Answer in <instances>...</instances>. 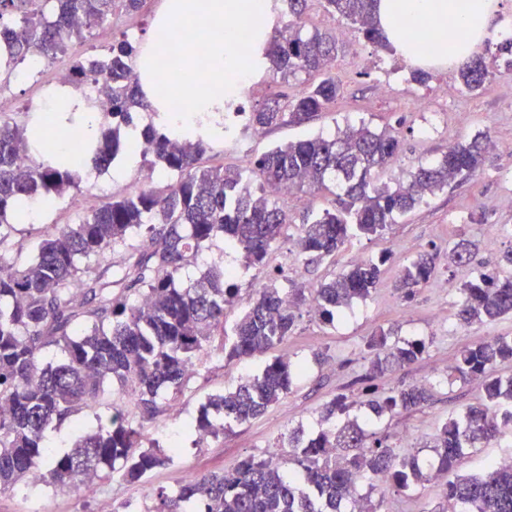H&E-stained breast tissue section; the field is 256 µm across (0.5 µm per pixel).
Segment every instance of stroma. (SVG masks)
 Listing matches in <instances>:
<instances>
[{"mask_svg": "<svg viewBox=\"0 0 512 512\" xmlns=\"http://www.w3.org/2000/svg\"><path fill=\"white\" fill-rule=\"evenodd\" d=\"M163 0H145L134 19L119 17L97 27L84 39L70 42L66 53L43 64L39 73L25 81L11 80L0 86V98L10 103L7 120L29 124L33 109L41 99V88L51 81L57 68L105 59L113 44L132 38L139 50H147L153 22ZM345 54L336 67L341 94L330 112L302 126H281L259 135L239 130L231 135H208L202 165L248 170L257 156L269 147L324 131H334L346 124L366 123L379 130L396 126L402 142L400 153L380 173L383 182L401 172L439 159L450 144L477 134L491 136L497 148L484 169L459 186L430 197L410 214L392 225L384 238H360L345 245L336 256L316 264H288L293 250L296 225L313 219L331 207L334 196L322 190L306 195L291 194L283 198L291 223L283 228L273 244L265 265L245 266L241 256L224 240H215L197 265L182 272L181 282L190 285L211 265L234 269L241 301H249L253 290L267 282L276 269H283L289 279L316 287L321 280L339 273L351 262L352 254L365 258H383L381 283L370 297L355 302L326 326L301 315L292 336L273 352L225 360L213 353L208 372L194 376L185 390L173 401L171 410L150 426V435L161 443L173 439L182 424L192 419L211 395L231 389L241 379L260 373L271 356L277 355L302 365L303 371L293 382L288 395L271 406L262 416L234 423L219 438L201 443L185 439L171 464L155 469L141 482L127 484L102 480L86 489L84 496L43 488L41 496L52 512H104L109 503L150 500L154 489H172L183 481L184 465L197 473L228 471L248 455H262L289 434L303 430L313 437L320 427L323 406L336 396H345L351 413L367 430L383 432L398 449L416 453L423 466L433 462L427 441L448 419L476 403L482 396L478 382L457 380L446 384L448 369L461 348L493 336H512V316L485 324L461 326L455 317L459 290L471 278V269L448 261L450 244L465 237L478 241L475 263L495 266L502 255L512 249V69L498 68L486 90L467 92L459 85L452 68L430 69L425 83L412 79L413 64L398 55L376 48L354 28L342 37ZM308 75L291 80L287 87L254 73L238 98L244 111L252 112L280 92L297 94L310 83ZM141 158L119 155L107 171L84 164L79 170V186L66 195L52 196L36 207L35 216L17 219L11 226L8 256L26 260L50 226L77 223L79 217L95 206L111 201L113 196L147 184L157 186L171 182V175L156 170L145 178ZM498 227L496 246L485 244V227ZM436 250V270L430 282L412 301H404L395 282L406 263L418 253ZM392 331L393 341L422 339L425 353L409 365L396 366L374 380L378 393L420 381L443 380L424 406L393 417H375L368 403L370 396L359 378L369 364L365 358L366 340L379 331ZM370 499L378 512H442L447 502L441 485L431 481L400 495L393 489H373Z\"/></svg>", "mask_w": 512, "mask_h": 512, "instance_id": "obj_1", "label": "stroma"}]
</instances>
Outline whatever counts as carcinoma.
Returning <instances> with one entry per match:
<instances>
[{"instance_id": "carcinoma-1", "label": "carcinoma", "mask_w": 512, "mask_h": 512, "mask_svg": "<svg viewBox=\"0 0 512 512\" xmlns=\"http://www.w3.org/2000/svg\"><path fill=\"white\" fill-rule=\"evenodd\" d=\"M325 10L354 26L372 45L388 44L376 22L377 0H322ZM143 0H0V44L13 50L16 63L29 58H54L74 39L116 15L139 12ZM309 0H288L280 14L278 38L255 42V65L283 83L300 73L313 75L293 96L269 99L248 113L255 130L297 125L329 110L340 94L330 63L340 58L336 37L306 31ZM135 47L123 41L103 62L76 63L85 77L105 88L112 124L82 142L83 151L55 162L17 157L30 155V128L0 120V249L7 243L11 221L22 208L50 195L78 188L76 168L84 158L100 171L135 146L122 126L144 107L138 79L129 59ZM503 62L512 69V38L489 57L478 56L458 72L469 92L480 91ZM141 137L150 145L143 162L176 175L160 188H139L90 211L78 223L55 227L40 242L37 254L23 264L0 254V493L18 485L52 487L78 494L91 478L135 483L173 461L176 449H161L149 439L146 425L165 415L170 399L185 388L194 368L217 346L227 360L265 353L294 333L297 314L316 306L318 320L332 325L336 314L367 299L380 282L387 259H362L315 288L277 278L256 289L245 313L224 331V313L239 301L240 288L225 277L224 266L208 267L195 284L183 286L179 272L195 263L211 243L222 238L248 266L264 265L272 244L289 223L275 193H306L334 185L335 203L313 221L301 225L295 254L307 262L336 255L357 237L384 238L398 219L428 197L476 176L488 160L492 141L478 134L448 147L440 159L404 172L392 183L377 173L400 151L393 127L374 130L348 124L330 135L317 134L276 146L258 157L250 175L237 169L202 167L206 147L199 137L176 138L152 126ZM253 178L259 186L251 191ZM143 237L148 245H136ZM471 241L461 239L448 251L457 265L473 261ZM122 248L119 263L101 264L107 251ZM437 254H417L401 271L398 289L415 297L436 269ZM512 250L502 264L476 268L459 291L456 318L460 325L494 322L512 315ZM79 285L82 300L73 286ZM380 331L366 343L370 368L362 382L394 365L414 362L426 350L423 340L401 347ZM58 348L59 361L44 352ZM512 365V337L493 336L463 347L451 374L477 380L483 396L442 424L426 447L435 464L425 471L419 458L400 452L389 436L369 432L338 396L320 415L325 428L303 440L288 437L285 469L271 456L250 455L229 472L198 476L175 490L154 492L156 504L146 512H377L363 484L379 479L405 492L447 476L445 497L461 512H512V460L494 461L484 473L463 475L459 467L466 450L512 429V377L501 375ZM301 368L282 357L268 361L261 373L234 388L208 397L197 416L183 426V435L201 442L219 437L231 422L244 423L263 415L291 389ZM118 386L112 412L96 416L89 429L79 415L94 408L107 381ZM434 384L413 383L369 403L378 417L417 409L432 397ZM66 421L73 424L70 448L60 450L48 432ZM46 461V471L37 470Z\"/></svg>"}]
</instances>
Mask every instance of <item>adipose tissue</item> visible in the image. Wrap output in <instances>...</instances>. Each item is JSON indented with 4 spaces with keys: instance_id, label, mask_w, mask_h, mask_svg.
I'll return each mask as SVG.
<instances>
[{
    "instance_id": "adipose-tissue-1",
    "label": "adipose tissue",
    "mask_w": 512,
    "mask_h": 512,
    "mask_svg": "<svg viewBox=\"0 0 512 512\" xmlns=\"http://www.w3.org/2000/svg\"><path fill=\"white\" fill-rule=\"evenodd\" d=\"M499 0H378L377 20L390 45L421 67L470 62Z\"/></svg>"
}]
</instances>
